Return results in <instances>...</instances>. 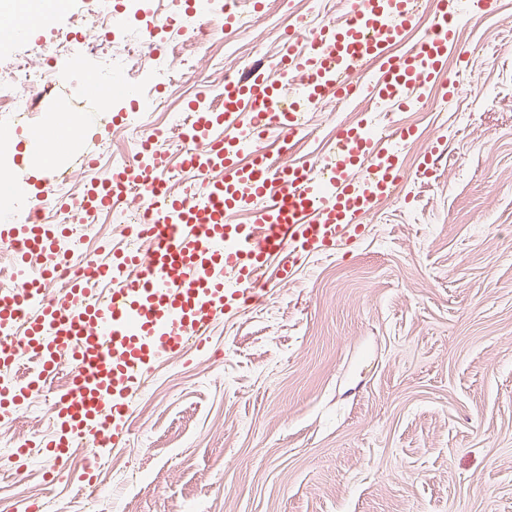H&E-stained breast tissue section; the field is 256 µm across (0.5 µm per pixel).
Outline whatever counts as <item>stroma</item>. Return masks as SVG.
Returning <instances> with one entry per match:
<instances>
[{"label":"stroma","mask_w":512,"mask_h":512,"mask_svg":"<svg viewBox=\"0 0 512 512\" xmlns=\"http://www.w3.org/2000/svg\"><path fill=\"white\" fill-rule=\"evenodd\" d=\"M267 0L231 32L197 45L166 104L207 92L220 107L214 53L225 69L274 71L296 15L307 27L343 21L342 0ZM468 94L401 113L421 159L446 151L431 178L409 173L364 233L301 260L273 283L265 308L219 321L208 345L162 363L142 394L126 446L102 452L101 493L88 503L82 469L47 486L32 454L23 474L0 470V502L36 497L45 512H512V0L468 15L456 33ZM56 66L71 83L109 77L103 52L78 42ZM326 100L309 113L299 157L325 158L329 134L358 118ZM98 100L78 131L97 159L87 182L132 159L136 137L99 134ZM12 116L0 113V170L23 165Z\"/></svg>","instance_id":"stroma-1"}]
</instances>
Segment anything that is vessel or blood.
<instances>
[{"label": "vessel or blood", "instance_id": "1", "mask_svg": "<svg viewBox=\"0 0 512 512\" xmlns=\"http://www.w3.org/2000/svg\"><path fill=\"white\" fill-rule=\"evenodd\" d=\"M429 17L422 24L417 0H344L343 23L287 32L275 75L253 68L225 81L221 111L190 106L181 164L197 179L191 194L168 193V156L158 147L113 168L111 182H89L88 212L117 206L132 189L155 207V223L131 227L144 247L110 246L106 257L82 258L71 225L0 226V241L17 246L13 272L21 280L0 289V414L50 386L61 358L71 366L40 443L53 471L85 448L81 489L94 492L101 451L125 445L156 364L204 346L216 321L263 303L271 262L288 277L302 257L360 235L378 205L397 195L406 176L399 145L414 139L412 126L398 122L379 137L363 117L337 125L325 166L297 160L292 148L307 135L304 112L329 97L391 113L439 93L457 97L448 55L467 12L462 0H432ZM419 26L420 41L398 52ZM38 27L25 15H1L0 44L25 41ZM371 63L377 70L365 75ZM54 147L63 157L52 163L55 173L70 162L96 164L75 140ZM239 211L251 223L228 222ZM74 257L78 276L55 293L58 268Z\"/></svg>", "mask_w": 512, "mask_h": 512}]
</instances>
